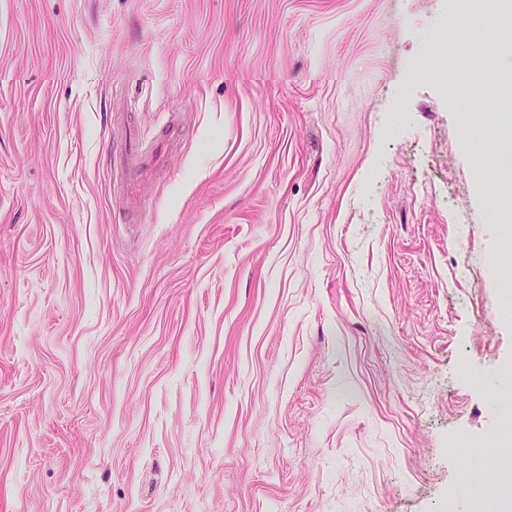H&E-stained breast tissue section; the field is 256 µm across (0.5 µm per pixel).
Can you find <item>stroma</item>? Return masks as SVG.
Here are the masks:
<instances>
[{
  "label": "stroma",
  "mask_w": 512,
  "mask_h": 512,
  "mask_svg": "<svg viewBox=\"0 0 512 512\" xmlns=\"http://www.w3.org/2000/svg\"><path fill=\"white\" fill-rule=\"evenodd\" d=\"M448 5L0 0V512H471L512 210L472 175L495 88L453 84L512 74V14ZM168 136L157 137L150 143L129 141L124 148L119 165L114 170V181L120 183L123 202L128 209L138 208L151 185L154 170L166 161Z\"/></svg>",
  "instance_id": "1"
}]
</instances>
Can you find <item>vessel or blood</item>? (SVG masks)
I'll list each match as a JSON object with an SVG mask.
<instances>
[{
  "instance_id": "1",
  "label": "vessel or blood",
  "mask_w": 512,
  "mask_h": 512,
  "mask_svg": "<svg viewBox=\"0 0 512 512\" xmlns=\"http://www.w3.org/2000/svg\"><path fill=\"white\" fill-rule=\"evenodd\" d=\"M168 144L165 138L153 142L132 141L124 148L114 180L121 186L123 202L127 208H138L149 187L154 170L164 165Z\"/></svg>"
}]
</instances>
